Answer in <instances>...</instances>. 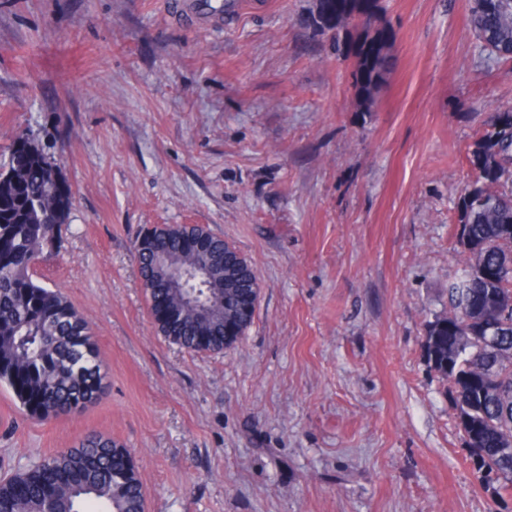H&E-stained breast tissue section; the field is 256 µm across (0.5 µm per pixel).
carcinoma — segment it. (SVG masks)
<instances>
[{
	"mask_svg": "<svg viewBox=\"0 0 512 512\" xmlns=\"http://www.w3.org/2000/svg\"><path fill=\"white\" fill-rule=\"evenodd\" d=\"M327 17L315 31L341 30L347 0H321ZM476 40L512 49V0H470ZM390 34L363 28L356 85L368 104L388 75ZM491 117L469 163L476 177L456 203V235L466 253L448 276V312L429 322L430 369L447 383L457 425L486 479L512 490V124ZM0 385L37 420L83 414L106 393L97 342L83 315L58 289L34 278V262L60 247L72 193L54 172L50 146L21 132L0 164ZM157 333L191 351L222 352L252 323L240 296L259 293L257 279L224 273L232 246L198 224H161L136 240ZM238 333L224 337V322ZM145 512L137 467L121 445L91 431L78 446L0 480V512Z\"/></svg>",
	"mask_w": 512,
	"mask_h": 512,
	"instance_id": "obj_1",
	"label": "carcinoma"
}]
</instances>
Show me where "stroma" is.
Returning <instances> with one entry per match:
<instances>
[{
	"instance_id": "obj_1",
	"label": "stroma",
	"mask_w": 512,
	"mask_h": 512,
	"mask_svg": "<svg viewBox=\"0 0 512 512\" xmlns=\"http://www.w3.org/2000/svg\"><path fill=\"white\" fill-rule=\"evenodd\" d=\"M0 0V154L57 137L72 191L36 277L89 322L107 373L82 415L26 419L0 386V479L92 430L134 457L146 512H512L482 482L427 325L462 258L472 143L512 110L468 0H379L390 72L361 111L350 26L317 0ZM198 224L249 262L245 335L190 352L156 332L134 243ZM320 2L326 11L327 17L324 24L317 21L319 25L316 26L315 31L325 35L331 30L336 29V41H338L339 31L345 27L347 0H323Z\"/></svg>"
}]
</instances>
